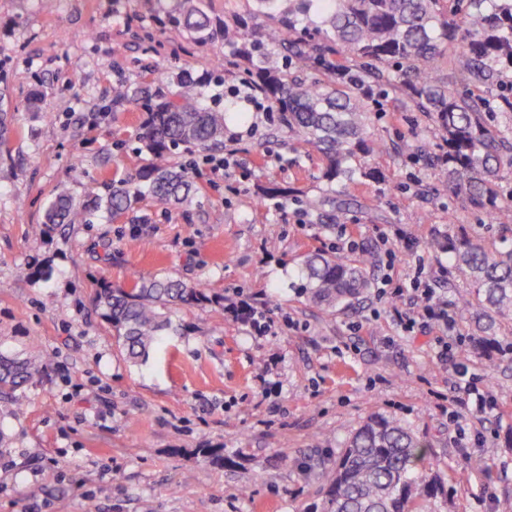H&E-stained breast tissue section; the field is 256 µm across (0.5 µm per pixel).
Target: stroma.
I'll list each match as a JSON object with an SVG mask.
<instances>
[{"instance_id": "35a3bbf8", "label": "stroma", "mask_w": 512, "mask_h": 512, "mask_svg": "<svg viewBox=\"0 0 512 512\" xmlns=\"http://www.w3.org/2000/svg\"><path fill=\"white\" fill-rule=\"evenodd\" d=\"M156 0H0V91L9 102L10 140L0 155V342L33 345L50 362L0 405V512H315L324 462L375 412L396 416L431 441L441 470H453L448 512H512V325L497 345L480 342L471 314L456 312L449 342L471 372L487 375L498 406L465 429L446 408L453 376L437 361V334L398 325L380 288H409L415 273L436 297L464 282L447 251L430 248L449 227L492 239L499 226L468 208L416 154L426 119L402 98L372 104L381 148L369 163L381 179L337 185L345 207L313 213L289 198L273 209L265 188L308 194L326 189L318 155L294 144L269 113L231 96L236 73L223 70V42L199 46L162 28ZM81 77L69 82L71 73ZM203 81L205 102L244 112L226 128L234 162L201 153L191 163L196 200L166 213L149 204L114 219L33 231L49 200L67 191L83 201L103 193L148 158L116 150L141 126L142 110L112 100L113 86L178 92L180 78ZM42 109L30 111L34 96ZM402 227L415 255L381 242ZM374 255L370 287L330 313L301 294L299 264L309 252L335 251L344 234ZM51 266L44 279L21 275ZM142 272L264 302L268 336L211 307L185 308L180 332L134 364L100 317L103 282L128 284ZM485 441L476 444L474 435ZM201 447L225 448L218 466ZM483 457L487 473L464 455Z\"/></svg>"}]
</instances>
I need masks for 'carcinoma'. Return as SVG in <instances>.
<instances>
[{
    "mask_svg": "<svg viewBox=\"0 0 512 512\" xmlns=\"http://www.w3.org/2000/svg\"><path fill=\"white\" fill-rule=\"evenodd\" d=\"M246 16L220 19L207 0H172L169 22L198 44L224 42V56L244 65L245 80L275 107L273 121L297 144L319 153L328 185L378 180L367 158L379 148L366 86L391 90L432 123L420 153L434 175L472 209L499 221L502 169L512 168V121L489 118L485 93L512 84V0H250ZM265 22L283 42L278 63L258 53ZM181 92L154 104L134 132L136 152L149 162L135 175L106 185L103 195L77 202L65 193L49 204L42 236L63 224H93L148 202L160 209L197 194L176 151L194 154L224 145L228 123L244 115L204 103L186 76ZM141 87L118 84L112 97L151 104ZM452 262L471 287L456 304L476 314L478 331L496 335L512 321V224L486 241L460 235L448 243ZM371 254L308 253L300 267L309 300L327 309L347 305L370 286ZM227 297L169 274H138L127 286L103 283L96 303L126 357L135 362L176 334L177 313L190 306L224 309ZM48 365L40 351L0 350V402L12 399ZM452 474L439 470L430 441L397 418L370 415L323 467L320 512H443Z\"/></svg>",
    "mask_w": 512,
    "mask_h": 512,
    "instance_id": "obj_1",
    "label": "carcinoma"
}]
</instances>
